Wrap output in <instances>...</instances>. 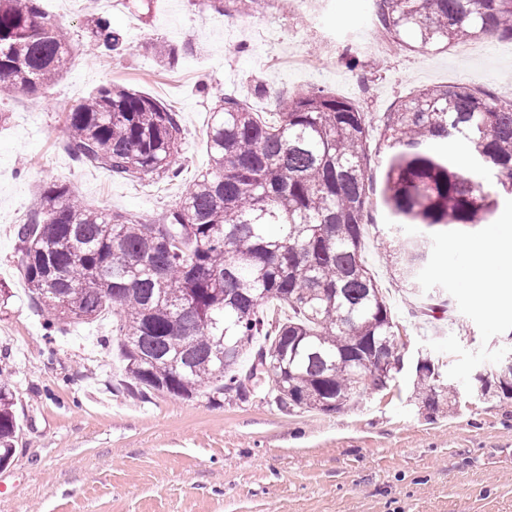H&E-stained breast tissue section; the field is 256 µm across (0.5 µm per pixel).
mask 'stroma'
Instances as JSON below:
<instances>
[{
    "mask_svg": "<svg viewBox=\"0 0 512 512\" xmlns=\"http://www.w3.org/2000/svg\"><path fill=\"white\" fill-rule=\"evenodd\" d=\"M260 0L218 12L198 0H42L74 42L86 22L110 18L125 51L77 58L34 97L0 99V379L15 394L20 432L0 468V512H512V399L478 396L476 374L512 354V288L477 297L452 268L456 235L438 236L424 273L450 309L428 315L386 262L383 154L372 141L363 257L399 326L405 366L394 387L364 392L331 414L288 413L266 390L250 400L160 396L112 389L118 367L101 344L111 314L46 336L21 271L17 229L46 183H71L89 205L153 222L208 166L209 114L227 94L259 112L277 95L323 89L354 102L371 126L423 88L459 85L512 100V40L486 36L478 52L405 46L351 53L370 0ZM180 47L161 64L144 43ZM144 92L179 112L178 179L118 178L67 152L64 112L105 84ZM439 360L460 403L430 419L414 392L418 356Z\"/></svg>",
    "mask_w": 512,
    "mask_h": 512,
    "instance_id": "1",
    "label": "stroma"
}]
</instances>
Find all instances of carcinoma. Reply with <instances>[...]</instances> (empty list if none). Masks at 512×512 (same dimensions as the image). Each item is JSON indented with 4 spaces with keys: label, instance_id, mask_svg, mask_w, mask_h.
Masks as SVG:
<instances>
[{
    "label": "carcinoma",
    "instance_id": "cac0c4a2",
    "mask_svg": "<svg viewBox=\"0 0 512 512\" xmlns=\"http://www.w3.org/2000/svg\"><path fill=\"white\" fill-rule=\"evenodd\" d=\"M375 21L412 48L497 35L512 40V0H373ZM122 33L97 18L89 48L119 51ZM74 45L40 0H0V93L29 96L70 68ZM372 127L350 101L323 89L290 93L273 119L232 95L212 113L209 168L175 207L143 223L94 208L63 180L47 183L18 228L23 277L45 329L62 334L112 310L123 385L155 393L246 401L271 383L273 403L335 413L372 386L392 388L404 367L398 324L362 250L370 201ZM65 147L87 166L122 177L180 174L179 113L109 84L66 113ZM383 203L396 249L384 252L414 295L435 234L484 223L512 205V101L461 86L420 89L383 114ZM468 157L470 173L448 158ZM406 224L426 232L401 235ZM288 309L285 317L266 314ZM415 365L417 396L432 418L458 405L439 362ZM13 393L0 382V466L15 449Z\"/></svg>",
    "mask_w": 512,
    "mask_h": 512
}]
</instances>
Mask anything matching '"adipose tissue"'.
Instances as JSON below:
<instances>
[{
    "mask_svg": "<svg viewBox=\"0 0 512 512\" xmlns=\"http://www.w3.org/2000/svg\"><path fill=\"white\" fill-rule=\"evenodd\" d=\"M465 260L457 275L470 288L492 297L503 284L512 283V251H488L486 244L469 243L463 248Z\"/></svg>",
    "mask_w": 512,
    "mask_h": 512,
    "instance_id": "1",
    "label": "adipose tissue"
}]
</instances>
